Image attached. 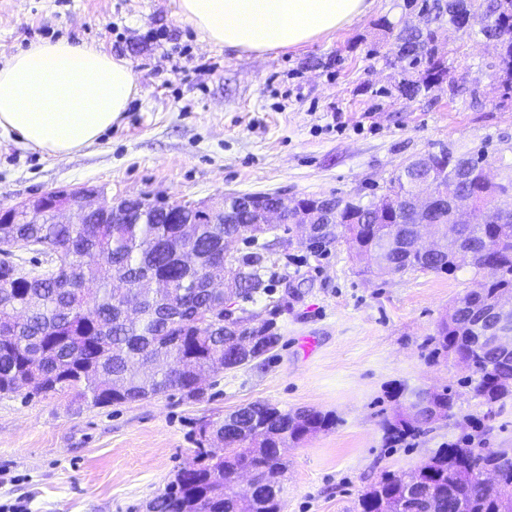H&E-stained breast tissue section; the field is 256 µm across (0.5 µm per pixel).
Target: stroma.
Segmentation results:
<instances>
[{
	"label": "stroma",
	"instance_id": "stroma-1",
	"mask_svg": "<svg viewBox=\"0 0 512 512\" xmlns=\"http://www.w3.org/2000/svg\"><path fill=\"white\" fill-rule=\"evenodd\" d=\"M418 5L373 0L336 32L262 55L209 43L178 15V0H0V65L34 40L95 42L131 61L138 92L97 141L59 159L0 130V208L44 192L97 188L198 202L224 193L344 195L371 200L409 159L445 144L512 157V97L490 78L496 52L480 35L439 31L453 86L407 99L393 39L380 27L412 21ZM271 297L296 292L263 367L211 375L197 402L171 392L118 406L67 398L0 397V507L22 512H146L194 459L195 421L255 401L330 411L337 425L286 451L283 512H354L385 474L413 470L457 440L468 418L483 445L512 448V405L489 414L459 387L454 362L424 348L453 302L483 275L409 269L374 276L342 241L317 248L276 230ZM312 350H304V340ZM458 386L453 417L400 448L380 421L390 391Z\"/></svg>",
	"mask_w": 512,
	"mask_h": 512
}]
</instances>
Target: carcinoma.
I'll list each match as a JSON object with an SVG mask.
<instances>
[{
	"instance_id": "cac0c4a2",
	"label": "carcinoma",
	"mask_w": 512,
	"mask_h": 512,
	"mask_svg": "<svg viewBox=\"0 0 512 512\" xmlns=\"http://www.w3.org/2000/svg\"><path fill=\"white\" fill-rule=\"evenodd\" d=\"M478 18V33L499 46L495 79L503 96L512 95V0H469ZM427 16L421 30L402 28L395 49L418 76L405 78L398 92L410 99L425 96L448 78L437 58L435 25H459L460 14L447 0H423ZM435 169L430 179L438 194L428 215L409 202L422 172L414 162L394 174L384 192L368 203L351 197H304L303 206L317 209L316 218L336 227L332 239L344 240L353 253L371 252L385 237L399 247L386 259L405 271L451 275L465 266L470 251L494 265L483 284L484 298L512 290V208L499 212L497 224L482 221L483 211L512 199V161L496 158L501 182L484 173L485 155L458 154L440 146L430 151ZM458 225L447 250L423 254L412 247L414 226ZM255 214L235 206L232 223L216 214L201 217L190 210L145 209L133 224L122 219L94 224L76 215L58 224L50 215L42 224H27L17 213L13 223L0 224V252L15 246L63 249L62 268L31 278L15 273L14 263L0 262V396L18 394L38 375V385L25 394L44 399L68 395L72 401L98 407L159 397L171 390L187 400L204 395L198 372L235 369L264 361L281 339L276 323L225 302H249L272 292L265 280L271 248L250 234ZM236 235L247 250L224 257V236ZM213 276L246 275L229 294L203 286L204 272ZM452 315L438 323L428 338L432 362L450 353L468 361L476 397L487 406L512 399V362L503 363L480 344L482 326L469 305V295L454 304ZM216 313L201 323L198 313ZM256 341L241 353L234 343ZM405 387L393 390L398 401L382 425L385 445H396L423 432L433 421L454 416L456 393L444 386L433 393L431 406L410 402ZM338 418L316 409L283 410L254 402L227 417L196 423L197 464L175 479L151 502L153 512H282L281 477L288 469L283 450L307 436L330 430ZM496 472L488 485L484 472ZM463 500L468 512H512V454L473 447L472 435L437 449L414 470L388 474L358 499L357 512H457Z\"/></svg>"
}]
</instances>
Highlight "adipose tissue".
Listing matches in <instances>:
<instances>
[{
    "instance_id": "1",
    "label": "adipose tissue",
    "mask_w": 512,
    "mask_h": 512,
    "mask_svg": "<svg viewBox=\"0 0 512 512\" xmlns=\"http://www.w3.org/2000/svg\"><path fill=\"white\" fill-rule=\"evenodd\" d=\"M373 0H179V14L211 43L264 54L299 47L366 14ZM133 68L102 47L38 41L0 66V129L65 157L125 112Z\"/></svg>"
}]
</instances>
